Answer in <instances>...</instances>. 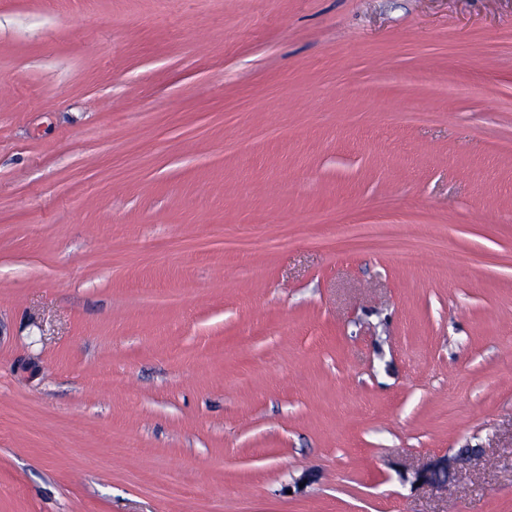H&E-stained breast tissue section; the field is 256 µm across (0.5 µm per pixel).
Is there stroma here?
I'll list each match as a JSON object with an SVG mask.
<instances>
[{
  "mask_svg": "<svg viewBox=\"0 0 512 512\" xmlns=\"http://www.w3.org/2000/svg\"><path fill=\"white\" fill-rule=\"evenodd\" d=\"M0 512H512V0H0ZM351 231L344 236L343 242L349 247L359 248L371 245L388 250L398 256L404 265L416 263L420 247L412 239L390 232V225L383 224L381 232L372 235L369 224H350ZM288 241L287 235H282L276 240L261 238L255 233H246L224 238V234L216 233L211 237L194 239H175L169 247L174 251H198L206 252L220 246L224 249V255L246 253L264 247L282 246ZM451 474V467L448 464L435 463L431 467L423 470H418L414 473L415 482H420V485L435 486L444 483Z\"/></svg>",
  "mask_w": 512,
  "mask_h": 512,
  "instance_id": "35a3bbf8",
  "label": "stroma"
}]
</instances>
